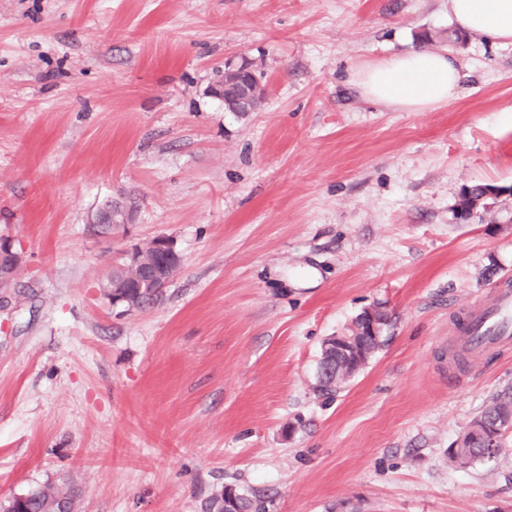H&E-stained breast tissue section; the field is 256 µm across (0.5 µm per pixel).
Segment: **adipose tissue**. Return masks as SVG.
<instances>
[{
	"mask_svg": "<svg viewBox=\"0 0 512 512\" xmlns=\"http://www.w3.org/2000/svg\"><path fill=\"white\" fill-rule=\"evenodd\" d=\"M448 14L465 34L512 44V0H448ZM463 75L445 51L415 49L368 66L356 74L362 94L408 112H425L458 95Z\"/></svg>",
	"mask_w": 512,
	"mask_h": 512,
	"instance_id": "adipose-tissue-1",
	"label": "adipose tissue"
}]
</instances>
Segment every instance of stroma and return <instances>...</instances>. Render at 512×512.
Listing matches in <instances>:
<instances>
[{"label":"stroma","mask_w":512,"mask_h":512,"mask_svg":"<svg viewBox=\"0 0 512 512\" xmlns=\"http://www.w3.org/2000/svg\"><path fill=\"white\" fill-rule=\"evenodd\" d=\"M454 55L426 112L355 76ZM250 64L264 101L213 92ZM498 188L470 223L466 189ZM136 206L103 234L106 200ZM182 256L158 304L112 305L121 254ZM0 501L71 484L77 512H207L224 486L272 512H512L496 458L448 450L512 354L453 368L469 309L512 279V44L448 0H0ZM371 307L382 344L336 395L325 338ZM21 255L14 251L10 239L0 237V288H8L13 281V269L20 266Z\"/></svg>","instance_id":"1"}]
</instances>
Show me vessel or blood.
<instances>
[{"label": "vessel or blood", "mask_w": 512, "mask_h": 512, "mask_svg": "<svg viewBox=\"0 0 512 512\" xmlns=\"http://www.w3.org/2000/svg\"><path fill=\"white\" fill-rule=\"evenodd\" d=\"M456 346L472 356L512 350V285L493 288L480 306L469 312Z\"/></svg>", "instance_id": "obj_1"}]
</instances>
